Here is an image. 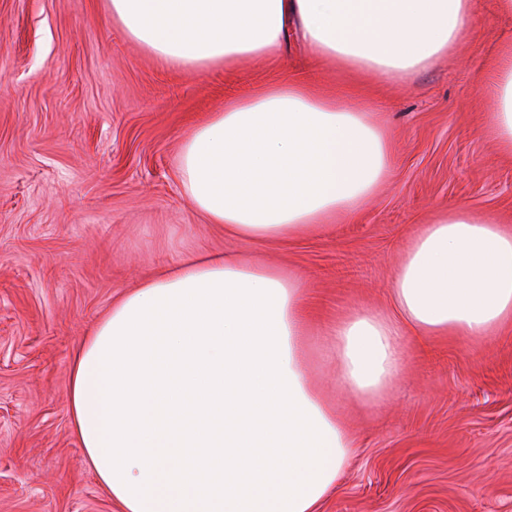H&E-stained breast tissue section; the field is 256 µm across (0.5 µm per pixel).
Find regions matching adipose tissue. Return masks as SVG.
Returning a JSON list of instances; mask_svg holds the SVG:
<instances>
[{
    "label": "adipose tissue",
    "mask_w": 512,
    "mask_h": 512,
    "mask_svg": "<svg viewBox=\"0 0 512 512\" xmlns=\"http://www.w3.org/2000/svg\"><path fill=\"white\" fill-rule=\"evenodd\" d=\"M131 40L200 74L301 47L337 72L405 83L472 31L475 0H110ZM481 85L512 155V42ZM343 89L297 78L210 113L183 142L190 206L245 241L358 215L391 175L385 127ZM306 289L240 255L192 256L121 294L70 367L69 412L117 512H320L356 440L311 382ZM390 311L323 332L353 397L396 381L403 336L477 342L512 324V226L454 207L410 238Z\"/></svg>",
    "instance_id": "ef3b65f1"
}]
</instances>
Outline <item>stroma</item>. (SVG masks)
Here are the masks:
<instances>
[{
  "instance_id": "obj_1",
  "label": "stroma",
  "mask_w": 512,
  "mask_h": 512,
  "mask_svg": "<svg viewBox=\"0 0 512 512\" xmlns=\"http://www.w3.org/2000/svg\"><path fill=\"white\" fill-rule=\"evenodd\" d=\"M473 27L409 83L369 78L395 165L355 220L248 242L187 203L181 143L227 100L276 78L332 88L335 68L292 50L192 74L128 38L109 0H0V512H115L72 430V356L118 294L208 251L304 282L310 376L360 443L322 512H512V325L477 343L404 337L372 406L342 388L320 336L388 312L409 238L448 207L512 225V156L486 134L479 87L512 17L476 0Z\"/></svg>"
}]
</instances>
